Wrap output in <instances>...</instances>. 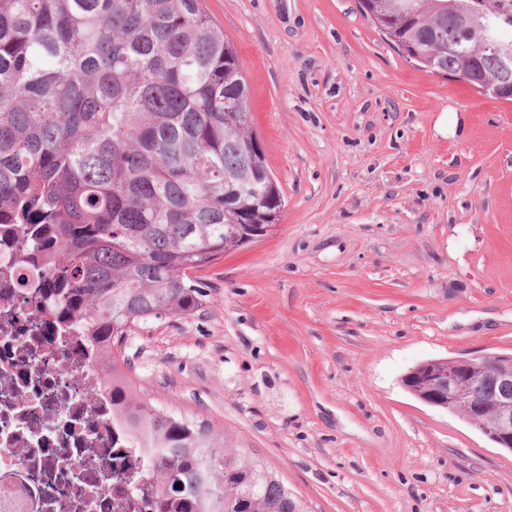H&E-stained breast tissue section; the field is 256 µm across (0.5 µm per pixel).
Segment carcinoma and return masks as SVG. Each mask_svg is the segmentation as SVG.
<instances>
[{"mask_svg":"<svg viewBox=\"0 0 512 512\" xmlns=\"http://www.w3.org/2000/svg\"><path fill=\"white\" fill-rule=\"evenodd\" d=\"M467 0H358L407 61L492 75ZM498 19L512 0H478ZM233 43L200 0H0V225L45 252L112 382V410L158 449L162 512H307L208 423L143 402L118 345L140 323L201 306L190 272L275 224L280 187L257 147ZM194 480L193 495L177 484Z\"/></svg>","mask_w":512,"mask_h":512,"instance_id":"obj_1","label":"carcinoma"}]
</instances>
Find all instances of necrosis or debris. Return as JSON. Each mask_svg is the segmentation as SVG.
<instances>
[{"instance_id":"necrosis-or-debris-1","label":"necrosis or debris","mask_w":512,"mask_h":512,"mask_svg":"<svg viewBox=\"0 0 512 512\" xmlns=\"http://www.w3.org/2000/svg\"><path fill=\"white\" fill-rule=\"evenodd\" d=\"M0 231V512H156L161 491L79 319Z\"/></svg>"}]
</instances>
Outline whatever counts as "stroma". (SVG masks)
I'll return each instance as SVG.
<instances>
[{
	"mask_svg": "<svg viewBox=\"0 0 512 512\" xmlns=\"http://www.w3.org/2000/svg\"><path fill=\"white\" fill-rule=\"evenodd\" d=\"M284 207L137 325L139 397L224 432L310 512H512V452L402 385L512 354V102L420 70L357 0H202Z\"/></svg>",
	"mask_w": 512,
	"mask_h": 512,
	"instance_id": "obj_1",
	"label": "stroma"
}]
</instances>
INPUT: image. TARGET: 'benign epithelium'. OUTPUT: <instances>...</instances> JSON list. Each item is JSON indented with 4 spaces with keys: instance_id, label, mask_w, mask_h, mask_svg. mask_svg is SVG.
<instances>
[{
    "instance_id": "obj_1",
    "label": "benign epithelium",
    "mask_w": 512,
    "mask_h": 512,
    "mask_svg": "<svg viewBox=\"0 0 512 512\" xmlns=\"http://www.w3.org/2000/svg\"><path fill=\"white\" fill-rule=\"evenodd\" d=\"M483 49H491L498 59L494 76L471 78L481 93L499 100L512 99V51L491 35L478 39ZM491 383L500 396L493 407L479 398L476 389ZM409 392L433 407L451 412L460 408L463 419L499 448L512 451V355L482 354L422 362L402 378Z\"/></svg>"
}]
</instances>
